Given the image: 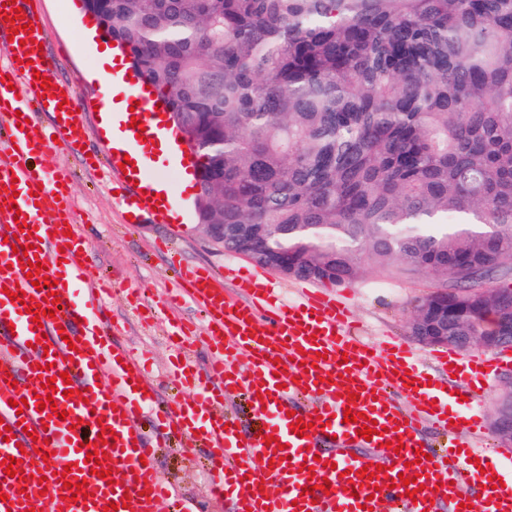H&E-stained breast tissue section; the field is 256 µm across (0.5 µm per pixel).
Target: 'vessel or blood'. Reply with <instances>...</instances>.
<instances>
[{"label":"vessel or blood","mask_w":512,"mask_h":512,"mask_svg":"<svg viewBox=\"0 0 512 512\" xmlns=\"http://www.w3.org/2000/svg\"><path fill=\"white\" fill-rule=\"evenodd\" d=\"M24 0H0V422L12 439L0 440V460L16 457L15 476L0 472V512H160L172 501L175 512H199L195 502L164 484L157 471L162 438L186 436L201 448L208 482L206 495L224 498L233 512H436L448 500L453 512H512V477H504L488 449L450 443L417 460L422 447L416 425L430 422L449 435L480 432L478 392L492 370L482 357L443 361L462 381L451 393L431 383L429 374L399 345L378 349L353 336L344 306L319 290L306 292L293 304L274 302L271 279L257 273L241 282L244 301L224 295L213 272L183 269L179 298L202 307L205 324L195 331L173 329L176 362L172 372L194 392L193 398L160 410L144 394L149 381L143 366L108 333L101 321V288L87 266L80 264L78 226L68 199V176L50 172V148L35 124L22 122L29 103L56 116L58 142L74 148L85 128L73 87H66L67 105H60L40 84L52 75L41 44L42 28L25 31L14 13ZM128 104L136 105L145 131L128 128L138 152L142 180L153 163L148 142L157 140V115L165 103L146 87L119 81ZM131 223H142L156 205L142 191L124 197ZM25 222H16V214ZM14 243H7V236ZM42 263L44 277L54 281L58 301L37 290L27 274ZM23 292L41 303L40 318L10 300ZM205 345L212 354L197 367L187 351ZM251 363L240 373L235 362ZM73 396H65V388ZM408 399L399 410L392 392ZM245 395L259 422L257 435L243 437L237 422L222 413L224 397ZM53 397L55 408H40L39 398ZM25 400L23 411L15 401ZM376 420L382 431L372 439L357 435L345 410ZM306 422L303 434L293 430ZM274 443H267V436ZM402 442L400 452L387 442ZM369 446L380 456L383 472L367 477L366 457H353L354 447ZM101 453V462L87 458ZM43 463L42 487L27 482L31 460ZM110 470V479L95 468ZM423 487L416 497L405 485L390 487L398 475ZM85 483L87 494L74 498L72 486ZM314 492H307V485ZM479 495H472L470 485Z\"/></svg>","instance_id":"b4317fda"}]
</instances>
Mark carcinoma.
Here are the masks:
<instances>
[{"instance_id": "carcinoma-1", "label": "carcinoma", "mask_w": 512, "mask_h": 512, "mask_svg": "<svg viewBox=\"0 0 512 512\" xmlns=\"http://www.w3.org/2000/svg\"><path fill=\"white\" fill-rule=\"evenodd\" d=\"M167 102L224 248L340 286L427 275L512 317V0H83ZM496 281L495 292L479 281Z\"/></svg>"}]
</instances>
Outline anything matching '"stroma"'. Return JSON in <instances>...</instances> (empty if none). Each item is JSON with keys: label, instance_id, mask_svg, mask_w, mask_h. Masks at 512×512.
I'll use <instances>...</instances> for the list:
<instances>
[{"label": "stroma", "instance_id": "35a3bbf8", "mask_svg": "<svg viewBox=\"0 0 512 512\" xmlns=\"http://www.w3.org/2000/svg\"><path fill=\"white\" fill-rule=\"evenodd\" d=\"M32 7L43 27L44 50L52 72L59 81L76 85L86 127L83 148L56 150L49 157L52 165L72 174V206L87 246L79 260L110 280L112 294L104 302L102 317L150 365L157 403L189 398L190 390L177 387L166 371L171 355L167 333L172 324L182 320L201 322L202 315L189 302L167 308L176 286L175 266L202 267L222 275L224 292L234 300L242 299L238 283L252 275L256 266L206 240L195 220V188L185 186L178 171L162 163L153 173L168 184L175 197L183 199L181 221L157 216L144 224L125 226L116 197L125 177L105 164L110 146L98 113L99 106L112 96V68L99 57L108 41L103 34L93 32L94 22L86 15L82 0H33ZM437 285L431 277L393 279L368 271L353 283L329 285L325 291L348 303L360 336L377 344L393 341L405 345L415 360L453 391L459 383L437 362L439 346L420 343L408 332L412 303ZM158 458L161 478L186 494L200 497L202 512H231L230 503L206 498L207 475L198 459L187 456L177 445L159 449Z\"/></svg>", "mask_w": 512, "mask_h": 512}]
</instances>
